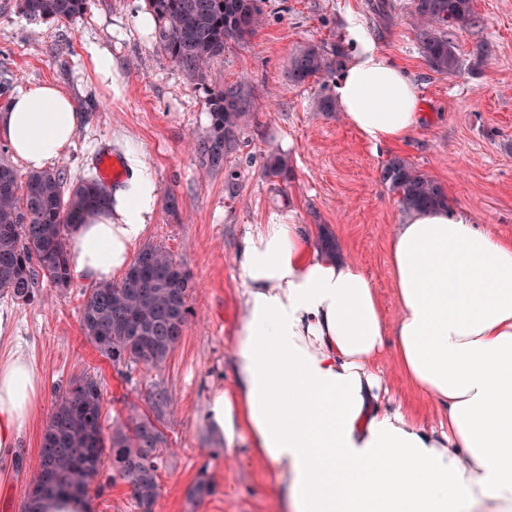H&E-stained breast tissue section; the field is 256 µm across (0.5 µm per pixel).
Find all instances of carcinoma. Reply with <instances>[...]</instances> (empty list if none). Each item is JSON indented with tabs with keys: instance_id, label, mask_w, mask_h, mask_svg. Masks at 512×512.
Here are the masks:
<instances>
[{
	"instance_id": "cac0c4a2",
	"label": "carcinoma",
	"mask_w": 512,
	"mask_h": 512,
	"mask_svg": "<svg viewBox=\"0 0 512 512\" xmlns=\"http://www.w3.org/2000/svg\"><path fill=\"white\" fill-rule=\"evenodd\" d=\"M157 18L155 39L160 50L193 84L206 92L211 116L208 133L195 145L200 167L224 166V153L236 141L251 97L242 82L214 86L211 61L224 56L229 43L244 42L263 23L259 0H144ZM88 0H16L17 12L31 21H71L83 15ZM418 25L419 50L426 65L440 74H454L462 62L446 28L474 20L473 0H410ZM341 67L340 51L316 45L289 61L292 82L321 79ZM265 173L284 183L291 178L288 161L271 155ZM380 181L399 196L406 209L449 207L442 186L406 159L394 155L381 164ZM112 189L96 176L67 183L58 170L22 176L0 160V293L28 304L38 278L57 288L70 287L72 274L67 238L81 217L92 218ZM190 273L168 251L143 247L139 258L117 283L90 289L81 309L84 335L115 368L136 364L162 369L177 344L190 314ZM100 381L86 375L55 401L44 430L39 464L24 504L51 493L78 497L104 467L127 483L141 512H153L158 496L157 475L165 444L147 416L135 415L116 425L110 435L102 428ZM153 453L143 455L142 449Z\"/></svg>"
}]
</instances>
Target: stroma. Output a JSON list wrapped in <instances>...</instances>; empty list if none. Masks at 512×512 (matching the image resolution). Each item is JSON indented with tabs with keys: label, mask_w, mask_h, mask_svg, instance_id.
Listing matches in <instances>:
<instances>
[{
	"label": "stroma",
	"mask_w": 512,
	"mask_h": 512,
	"mask_svg": "<svg viewBox=\"0 0 512 512\" xmlns=\"http://www.w3.org/2000/svg\"><path fill=\"white\" fill-rule=\"evenodd\" d=\"M376 0H262L265 24L210 64L215 81L251 87L253 110L223 168L205 171L192 148L207 134L204 90L192 85L158 49L137 18L144 0H89L76 20L37 23L0 0V74L12 90L49 82L71 95L82 121L70 152L55 162L68 181L85 176L100 153L140 156L158 189V205L145 243L169 251L191 274V313L183 336L162 370L135 366L122 376L83 335L80 310L91 286L73 280L57 288L39 281L28 304L0 295V357L19 351L42 379L34 413L21 430L15 461L0 468V512H22L38 466L43 430L55 397L86 375L103 386V424L112 429L132 414L147 415L168 451L158 471L154 512H284L285 482L255 457L246 437L220 442L204 409L210 392L233 390L237 325L245 286L236 253L248 225L276 216L304 225L311 241L322 231L336 252L371 278L389 327L400 304L389 246L404 209L379 180V168L398 154L435 179L452 208L512 238V0H475L477 23L451 37L463 62L455 74L431 71L416 28L394 0L388 16ZM367 39L402 67L420 94L424 119L404 143H364L341 112H319L335 77L303 85L288 78L290 56L309 45L341 48L351 56ZM490 52L476 64L477 46ZM107 48L119 81L109 87L92 74L88 49ZM287 159L289 183L270 178V153ZM389 408L411 411L424 429L444 417L404 376L394 345L378 359ZM213 491H190L199 478ZM91 512H138L130 488L102 469L89 489Z\"/></svg>",
	"instance_id": "1"
}]
</instances>
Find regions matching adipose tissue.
Returning <instances> with one entry per match:
<instances>
[{"label": "adipose tissue", "instance_id": "1", "mask_svg": "<svg viewBox=\"0 0 512 512\" xmlns=\"http://www.w3.org/2000/svg\"><path fill=\"white\" fill-rule=\"evenodd\" d=\"M334 97L374 146L418 128L416 85L374 46L344 65ZM80 116L46 83L18 90L0 138L28 169L66 155ZM70 242L76 278L107 282L132 264L158 204L144 162ZM237 387L215 390L204 417L217 438L247 434L287 481V512H512V239L451 209L407 211L390 243L401 316L388 330L370 277L328 258L303 225L278 219L244 235ZM409 382L448 418L426 431L384 408L372 365L387 333ZM40 378L0 359V459L34 412Z\"/></svg>", "mask_w": 512, "mask_h": 512}]
</instances>
